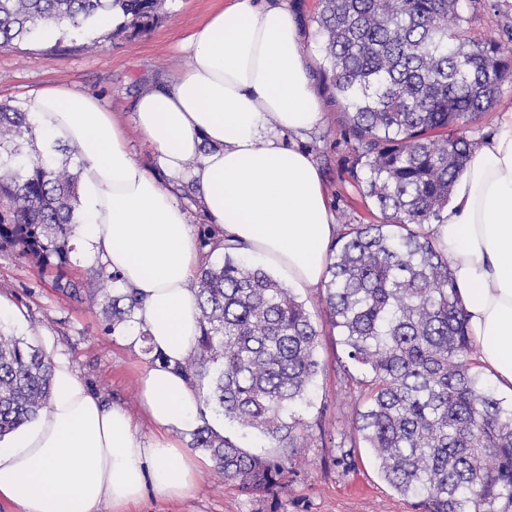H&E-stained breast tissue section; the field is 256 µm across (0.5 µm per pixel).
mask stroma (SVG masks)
I'll return each mask as SVG.
<instances>
[{"label": "stroma", "mask_w": 512, "mask_h": 512, "mask_svg": "<svg viewBox=\"0 0 512 512\" xmlns=\"http://www.w3.org/2000/svg\"><path fill=\"white\" fill-rule=\"evenodd\" d=\"M226 0H166L163 18L150 32L135 37L93 31L89 39L62 44L24 41L0 48V103L27 105L32 90L66 83L96 96L123 124H130L133 101L147 80L171 76L186 64L178 42L198 28ZM305 26L308 66L318 79L322 125L296 145L316 160L337 224H369L378 215L361 195L353 176L354 154L344 138L342 108L333 89L321 79L322 38L315 18L319 0H292ZM462 14L472 39L495 36L503 55L512 56V0H463ZM56 267L40 268L14 251H0V295L25 313L23 321L0 316V333L41 346L52 337L81 378L108 402L128 410L143 434L151 427L139 406L140 376L150 356L122 345L107 331L100 307L70 298L55 286ZM319 330L321 370L306 404L297 409L303 425L296 464L281 488L248 494L215 472L202 457L192 497L165 501L146 495L126 512H417L413 498L398 494L379 474L371 451L355 442L354 416L365 392L358 385L364 372L352 364L326 315L325 291L298 288Z\"/></svg>", "instance_id": "35a3bbf8"}]
</instances>
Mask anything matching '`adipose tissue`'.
<instances>
[{
  "instance_id": "adipose-tissue-1",
  "label": "adipose tissue",
  "mask_w": 512,
  "mask_h": 512,
  "mask_svg": "<svg viewBox=\"0 0 512 512\" xmlns=\"http://www.w3.org/2000/svg\"><path fill=\"white\" fill-rule=\"evenodd\" d=\"M181 48L183 69L141 84L132 128L67 85L41 87L30 100L46 139L83 148L77 241L136 294V318L167 361L141 378L154 427L147 437L52 354L48 407L0 438V496L19 512H102L148 494L184 499L196 488L200 463L178 438L201 425L204 406L175 364L199 334L202 256L161 176L193 185L222 245L257 256L296 287L326 280L338 227L312 156L291 144L323 114L288 0H230ZM132 130L155 148L154 168L136 159ZM423 230L452 259L478 361L512 392V111L475 150L440 222Z\"/></svg>"
}]
</instances>
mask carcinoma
Masks as SVG:
<instances>
[{"instance_id":"carcinoma-1","label":"carcinoma","mask_w":512,"mask_h":512,"mask_svg":"<svg viewBox=\"0 0 512 512\" xmlns=\"http://www.w3.org/2000/svg\"><path fill=\"white\" fill-rule=\"evenodd\" d=\"M462 0H320L322 75L345 110L380 213L329 249L325 303L347 358L369 376L355 430L382 478L422 512H512V403L477 370L451 258L420 228L441 218L472 155L462 124L492 111L512 74L492 36L472 40ZM164 0H0V48L39 38L43 21L82 35L119 12L122 33L152 30ZM43 135L24 106L0 104V250L62 268L78 223L77 144ZM56 287L102 307L106 329L133 321L139 300L95 267ZM200 333L178 364L204 407L272 444L252 453L203 423L190 447L249 494L292 472L321 369L319 334L305 305L262 268L225 252L197 277ZM51 362L0 333V437L36 419L51 397Z\"/></svg>"}]
</instances>
